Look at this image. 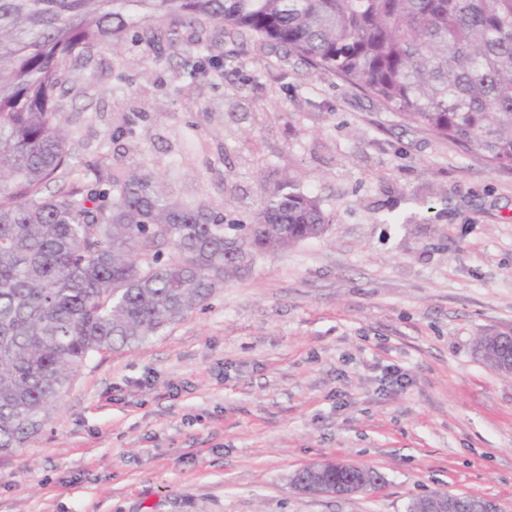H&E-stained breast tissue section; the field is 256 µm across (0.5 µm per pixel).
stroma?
Segmentation results:
<instances>
[{
	"mask_svg": "<svg viewBox=\"0 0 512 512\" xmlns=\"http://www.w3.org/2000/svg\"><path fill=\"white\" fill-rule=\"evenodd\" d=\"M220 49L217 85L131 40L102 51L66 101L79 160L154 171L190 206L233 198L242 224L294 176L332 222L91 358L0 458V512H406L434 491L512 512V375L476 352L512 329V171L255 38ZM330 458L387 483L291 488Z\"/></svg>",
	"mask_w": 512,
	"mask_h": 512,
	"instance_id": "1",
	"label": "stroma"
}]
</instances>
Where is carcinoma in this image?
Segmentation results:
<instances>
[{
  "label": "carcinoma",
  "instance_id": "carcinoma-1",
  "mask_svg": "<svg viewBox=\"0 0 512 512\" xmlns=\"http://www.w3.org/2000/svg\"><path fill=\"white\" fill-rule=\"evenodd\" d=\"M252 37L512 170V0H0V455L37 434L91 357L204 306L261 254L332 219L290 177L249 224L189 208L153 172L80 173L64 101L125 38L148 62L224 80Z\"/></svg>",
  "mask_w": 512,
  "mask_h": 512
}]
</instances>
